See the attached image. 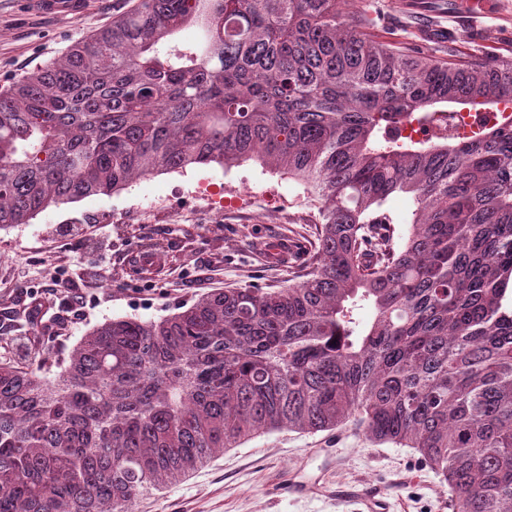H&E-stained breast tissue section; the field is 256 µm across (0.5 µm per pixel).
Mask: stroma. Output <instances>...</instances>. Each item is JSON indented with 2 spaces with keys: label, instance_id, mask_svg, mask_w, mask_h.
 <instances>
[{
  "label": "stroma",
  "instance_id": "stroma-1",
  "mask_svg": "<svg viewBox=\"0 0 512 512\" xmlns=\"http://www.w3.org/2000/svg\"><path fill=\"white\" fill-rule=\"evenodd\" d=\"M136 0H88L81 15L46 17L24 0H0V89L57 59ZM372 34L424 56L454 51L512 60V0H489L475 40L457 0H359ZM210 187L233 206H208ZM276 197L278 208L268 199ZM316 202L287 174L256 160L159 172L112 196L49 208L0 230V357L21 364L63 359L81 336L111 319L157 320L217 288H279L306 266L269 258L283 238L314 251ZM297 476L320 481L294 497ZM378 492L386 512H452L439 476L412 449L368 438L354 423L333 430L255 435L185 479L144 498L139 512H363L353 490Z\"/></svg>",
  "mask_w": 512,
  "mask_h": 512
}]
</instances>
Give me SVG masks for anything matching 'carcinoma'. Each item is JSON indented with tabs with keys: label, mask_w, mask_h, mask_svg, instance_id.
Returning <instances> with one entry per match:
<instances>
[{
	"label": "carcinoma",
	"mask_w": 512,
	"mask_h": 512,
	"mask_svg": "<svg viewBox=\"0 0 512 512\" xmlns=\"http://www.w3.org/2000/svg\"><path fill=\"white\" fill-rule=\"evenodd\" d=\"M347 2L137 0L0 92V229L253 157L321 224L299 282L113 319L52 372L0 360V512H138L257 434L350 419L414 449L452 512H512V61L380 43ZM450 104L496 122L401 133Z\"/></svg>",
	"instance_id": "obj_1"
}]
</instances>
